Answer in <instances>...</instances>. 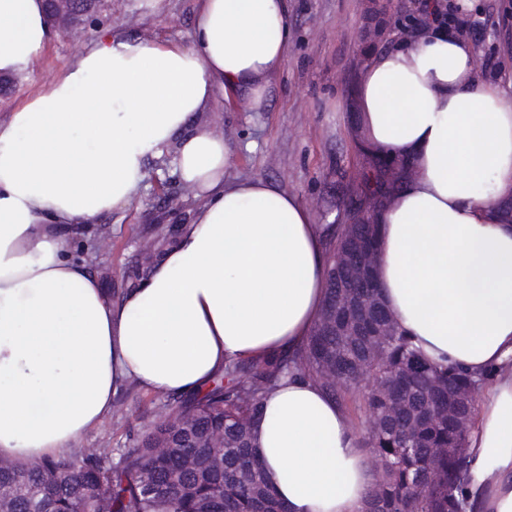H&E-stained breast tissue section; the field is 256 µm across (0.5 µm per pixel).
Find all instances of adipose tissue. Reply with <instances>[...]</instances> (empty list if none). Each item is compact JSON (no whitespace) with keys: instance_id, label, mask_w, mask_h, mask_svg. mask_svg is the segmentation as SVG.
I'll return each instance as SVG.
<instances>
[{"instance_id":"1","label":"adipose tissue","mask_w":512,"mask_h":512,"mask_svg":"<svg viewBox=\"0 0 512 512\" xmlns=\"http://www.w3.org/2000/svg\"><path fill=\"white\" fill-rule=\"evenodd\" d=\"M58 36L45 0H0V78L31 74ZM288 0H196L188 42L117 26L0 117V458L73 455L116 383L197 391L228 358L304 345L326 293V236L277 184L226 180L235 148L196 123L221 90L263 112L291 43ZM469 46L426 28L371 53L358 88L366 143L417 174L383 213L377 280L430 361L493 372L461 465L465 512H512V98L477 83ZM172 159L198 204L118 303L73 239L128 210L148 162ZM361 431L319 384L288 380L255 428L290 512H361L373 474Z\"/></svg>"}]
</instances>
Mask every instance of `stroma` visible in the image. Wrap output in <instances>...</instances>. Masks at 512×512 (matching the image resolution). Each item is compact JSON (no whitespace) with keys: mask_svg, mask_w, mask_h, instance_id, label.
<instances>
[{"mask_svg":"<svg viewBox=\"0 0 512 512\" xmlns=\"http://www.w3.org/2000/svg\"><path fill=\"white\" fill-rule=\"evenodd\" d=\"M418 2L291 0V48L272 77L277 95L270 108L248 111L237 95L222 91L198 116L237 149L230 177L273 180L305 203L315 223H335L337 175L356 164L358 80L377 45L402 42L406 10ZM166 5L158 16L150 0H110L99 19L87 23L80 40L59 33L35 71L17 79L12 93L0 98V116L65 67L99 28L117 25L141 41H188L195 0H166ZM463 8L482 28L473 51L478 80L495 82L512 97V71L500 76L487 66L507 48L502 27L512 26V0H464ZM186 199L169 167L148 174L140 198L122 218L106 216L93 224L97 254L90 267L106 296L116 297L136 284V266H151L161 239L176 238L187 219ZM128 388L125 382L115 387L110 414L81 437L79 448L118 447L153 417L152 392L143 391L136 400Z\"/></svg>","mask_w":512,"mask_h":512,"instance_id":"obj_1","label":"stroma"}]
</instances>
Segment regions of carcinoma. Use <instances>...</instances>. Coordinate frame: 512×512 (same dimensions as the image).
Returning a JSON list of instances; mask_svg holds the SVG:
<instances>
[{"label":"carcinoma","mask_w":512,"mask_h":512,"mask_svg":"<svg viewBox=\"0 0 512 512\" xmlns=\"http://www.w3.org/2000/svg\"><path fill=\"white\" fill-rule=\"evenodd\" d=\"M357 163L349 175V194L336 197L338 234L328 240L330 257L326 283L336 278L333 257L359 247L376 248L380 216L413 175L411 163L400 156L370 150L355 143ZM376 274L354 292L372 298L363 316L361 335L342 332L347 315L328 308L299 352L260 358H230L224 370L200 390L184 396L157 391L164 398L161 417L143 423L130 436L128 448H105L97 455L44 458L33 464L13 462L0 470V482L15 486L11 512H288L268 484L253 443V426L266 394L292 378L314 381L342 405L378 414L382 427L362 438L361 447L383 462L364 512H463L468 476L461 457L463 438L448 421V403L474 411L463 394L494 376L472 377L423 358L397 323L378 337L379 351L367 356L379 315L386 306L379 298ZM331 317L334 325L324 324ZM333 361L348 374L339 389L325 380V364ZM367 364L390 392H361L364 378L358 366ZM433 448L451 453L433 456ZM196 468L183 470L186 456ZM424 492L410 504L413 486Z\"/></svg>","instance_id":"1"}]
</instances>
